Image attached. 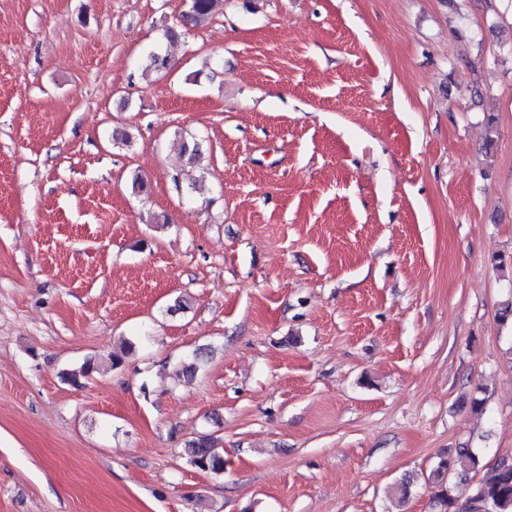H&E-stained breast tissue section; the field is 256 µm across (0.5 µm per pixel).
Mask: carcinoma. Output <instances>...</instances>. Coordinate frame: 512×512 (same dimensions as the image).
<instances>
[{"label":"carcinoma","mask_w":512,"mask_h":512,"mask_svg":"<svg viewBox=\"0 0 512 512\" xmlns=\"http://www.w3.org/2000/svg\"><path fill=\"white\" fill-rule=\"evenodd\" d=\"M218 0H190L186 17L201 21L215 10ZM220 438L208 434L193 441L185 449L189 462L194 467L220 475L224 473V453L218 448ZM479 465L478 457L469 448H458L455 454L442 459L436 474L444 476L453 467ZM477 503L485 512H512V467L499 463L477 483L459 488L458 485L440 484L431 501L432 512H471L470 504Z\"/></svg>","instance_id":"cac0c4a2"}]
</instances>
